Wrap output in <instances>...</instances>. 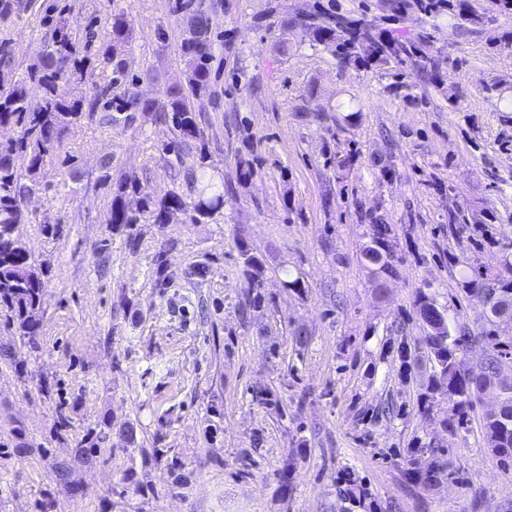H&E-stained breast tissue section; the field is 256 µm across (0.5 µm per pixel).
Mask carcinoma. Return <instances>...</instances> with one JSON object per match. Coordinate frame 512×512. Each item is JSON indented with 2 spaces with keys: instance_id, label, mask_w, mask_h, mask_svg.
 I'll return each mask as SVG.
<instances>
[{
  "instance_id": "obj_1",
  "label": "carcinoma",
  "mask_w": 512,
  "mask_h": 512,
  "mask_svg": "<svg viewBox=\"0 0 512 512\" xmlns=\"http://www.w3.org/2000/svg\"><path fill=\"white\" fill-rule=\"evenodd\" d=\"M474 2L399 0L396 10L403 15L421 12L434 18L446 10L454 20L478 24L482 16L476 13ZM180 10L190 12L180 43L187 73L185 82L166 88L162 100H149L134 93L113 94L116 86L127 83L128 60L135 40L134 28L117 5L108 20L109 39L98 45L93 33L83 38L72 32L64 19L57 20L39 65L28 68L22 76L14 71L8 45L0 43V126L19 130L16 138L0 143V308L9 313L24 336L36 335L41 325L45 277L50 264L33 257L21 242L17 227L27 221L28 196L40 190L39 174L46 158L60 149L70 130L85 122L110 128L126 126L139 112H156L171 124L175 134L168 150L180 154L202 141L199 118L201 105L209 96L212 28L204 12L189 5ZM307 22L317 45L345 64L394 63L409 68L419 59L431 57L433 50L431 37L425 31L400 39L363 18L352 19L317 4L309 6ZM91 68L105 76L104 84L92 83V95L69 100L57 95L62 82L86 83ZM35 98L40 106L32 109L30 104ZM187 179L192 194L185 196L177 189L159 194L145 189L134 175L112 178V160L104 161L98 183L112 190L106 223L115 230L138 223V214L126 204L130 194L140 196L141 211L148 213L154 224H167L172 212L187 210L193 212V220L200 224L224 209L223 176L214 171L201 173L192 166L187 168ZM363 256L379 270L393 271L385 225H374L371 245L365 248ZM242 264L251 285L258 286L261 267L246 249L242 250ZM466 292L490 306L493 316L487 327L474 332L449 321L444 311L437 308L435 312L444 323L440 335L430 331L428 318L422 319L423 340L438 367L430 389L448 394L455 402L456 417L445 422L450 433L469 419L474 399L485 393L494 394L499 404L482 417V430L493 454L505 460L512 458V371L504 367V360H512V325L501 324L498 315L504 313L512 320V262H506L503 273L467 281ZM482 340L493 343L495 353L474 366L467 354ZM412 474L424 484L456 476L454 470L438 460L424 471L412 470Z\"/></svg>"
}]
</instances>
